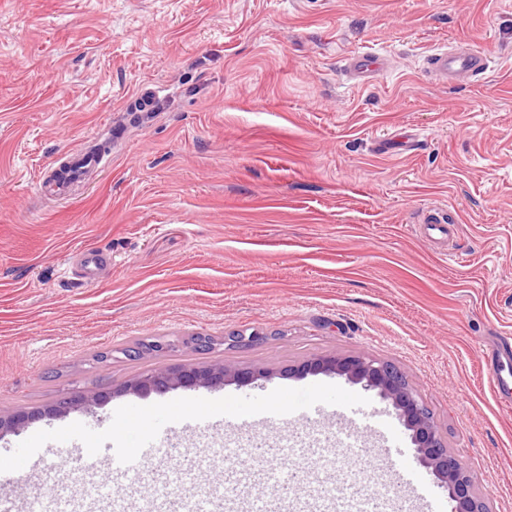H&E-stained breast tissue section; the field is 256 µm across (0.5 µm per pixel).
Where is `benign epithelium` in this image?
Returning <instances> with one entry per match:
<instances>
[{
  "label": "benign epithelium",
  "instance_id": "7a95c632",
  "mask_svg": "<svg viewBox=\"0 0 512 512\" xmlns=\"http://www.w3.org/2000/svg\"><path fill=\"white\" fill-rule=\"evenodd\" d=\"M170 348L169 341L155 339L144 346H129L125 348V354L162 355ZM309 373L344 377L349 382L360 384L364 389L374 391L389 401L410 432L417 461L431 471L437 483L446 489L449 499L454 502L453 512H487L486 503L469 471L448 450L442 431L421 396L393 364L363 353H332L310 358L288 370L290 375ZM272 375L274 371L270 369L256 370L229 366L224 364V360L219 359L201 365L155 368L127 382L118 393L139 395L180 388H219L229 383H250ZM106 399L107 394L88 389L75 392L64 401L45 408L21 410L6 416L1 414L0 438L20 432L37 419L46 416H66L74 411H87L102 405Z\"/></svg>",
  "mask_w": 512,
  "mask_h": 512
}]
</instances>
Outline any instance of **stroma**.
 Listing matches in <instances>:
<instances>
[{"mask_svg": "<svg viewBox=\"0 0 512 512\" xmlns=\"http://www.w3.org/2000/svg\"><path fill=\"white\" fill-rule=\"evenodd\" d=\"M466 41L490 70L461 86L434 80L427 57ZM386 60L375 79L349 56ZM114 122L109 168L68 200L35 194L63 152ZM404 130L405 156L379 153ZM439 208L448 239L420 224ZM88 249L112 256L93 285L75 274ZM232 331L260 333L231 347ZM218 338L226 364L276 369L246 386L120 395L151 369L201 362L189 338ZM170 340L137 361L126 346ZM512 338V0H0V414L95 388L110 400L43 418L0 439V512L29 465L19 446L57 456L58 429L141 447L148 408L179 415L203 400L287 406L290 391L350 399L392 415L375 392L334 375L282 368L365 352L397 366L469 470L489 512H512V406L495 394L490 355ZM398 452L374 433L265 428L268 438L325 443L331 494L380 487L430 512L404 482L419 464L401 420ZM196 453L236 465L224 433L164 445L172 474ZM433 498V499H434ZM379 59L375 55L357 54L346 61L349 77L358 82H365L379 72Z\"/></svg>", "mask_w": 512, "mask_h": 512, "instance_id": "35a3bbf8", "label": "stroma"}]
</instances>
